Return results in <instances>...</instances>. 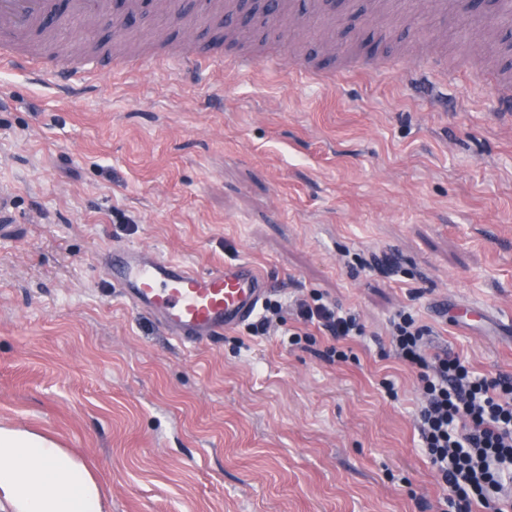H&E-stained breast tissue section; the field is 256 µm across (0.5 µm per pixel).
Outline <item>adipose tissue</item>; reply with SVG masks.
<instances>
[{
  "label": "adipose tissue",
  "instance_id": "adipose-tissue-1",
  "mask_svg": "<svg viewBox=\"0 0 512 512\" xmlns=\"http://www.w3.org/2000/svg\"><path fill=\"white\" fill-rule=\"evenodd\" d=\"M0 512H108L87 466L52 439L0 425Z\"/></svg>",
  "mask_w": 512,
  "mask_h": 512
}]
</instances>
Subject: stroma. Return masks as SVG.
I'll return each instance as SVG.
<instances>
[{
	"instance_id": "35a3bbf8",
	"label": "stroma",
	"mask_w": 512,
	"mask_h": 512,
	"mask_svg": "<svg viewBox=\"0 0 512 512\" xmlns=\"http://www.w3.org/2000/svg\"><path fill=\"white\" fill-rule=\"evenodd\" d=\"M511 32L457 0H304L235 41L150 0L128 30L63 19L56 60L104 67L70 93L0 67V423L84 461L110 512H456L389 324L410 309L434 350L512 376V123L485 79ZM186 40L296 66L188 68ZM116 245L248 262L284 328L320 295L365 334L344 362L247 324L184 350L111 288ZM470 305L488 315L466 327Z\"/></svg>"
}]
</instances>
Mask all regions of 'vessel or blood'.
I'll return each mask as SVG.
<instances>
[{"instance_id":"1","label":"vessel or blood","mask_w":512,"mask_h":512,"mask_svg":"<svg viewBox=\"0 0 512 512\" xmlns=\"http://www.w3.org/2000/svg\"><path fill=\"white\" fill-rule=\"evenodd\" d=\"M73 19L114 20L112 0H68ZM56 26L51 0H0V61L38 78L84 81L88 64L54 63L50 47L27 51L31 40ZM112 286L123 301L152 312L180 344L195 347L223 337L248 321L273 284L247 262L197 268L140 246H116L110 254Z\"/></svg>"}]
</instances>
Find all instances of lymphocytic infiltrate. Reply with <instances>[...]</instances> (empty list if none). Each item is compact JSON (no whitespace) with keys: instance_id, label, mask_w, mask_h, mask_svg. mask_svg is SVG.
Masks as SVG:
<instances>
[{"instance_id":"1","label":"lymphocytic infiltrate","mask_w":512,"mask_h":512,"mask_svg":"<svg viewBox=\"0 0 512 512\" xmlns=\"http://www.w3.org/2000/svg\"><path fill=\"white\" fill-rule=\"evenodd\" d=\"M294 310L334 339L326 351L330 360L346 356L338 342L364 333L355 314L324 302L299 300ZM428 334L408 311L391 321L396 356L419 370L424 401L416 423L423 452L459 512L475 501L512 512V378L480 376L460 356L430 352Z\"/></svg>"}]
</instances>
